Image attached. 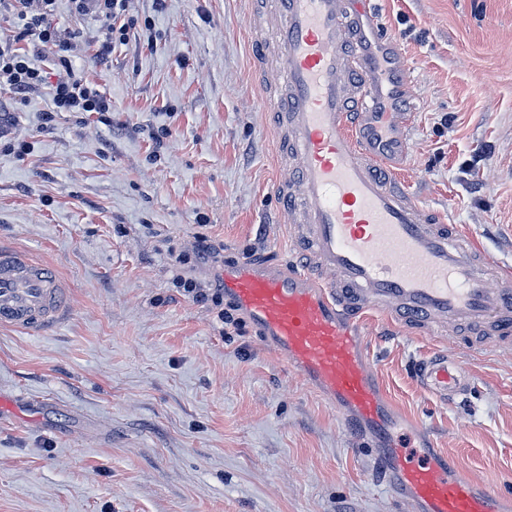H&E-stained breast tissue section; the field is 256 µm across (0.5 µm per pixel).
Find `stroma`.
Listing matches in <instances>:
<instances>
[{"label": "stroma", "instance_id": "1", "mask_svg": "<svg viewBox=\"0 0 512 512\" xmlns=\"http://www.w3.org/2000/svg\"><path fill=\"white\" fill-rule=\"evenodd\" d=\"M258 0H129L127 40L72 66L105 118L46 92L0 93V241L55 267L71 314L55 332L0 327V512H410L374 451L250 322L173 284L243 261L287 266L275 144L253 44ZM414 80L400 179L424 205L512 257V0H372ZM199 235L223 245L195 264ZM398 432L426 431L478 483L512 493V346L475 352L365 317ZM445 348L470 378L439 401L416 365Z\"/></svg>", "mask_w": 512, "mask_h": 512}]
</instances>
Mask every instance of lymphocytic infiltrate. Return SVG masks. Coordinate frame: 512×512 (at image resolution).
Masks as SVG:
<instances>
[{
    "label": "lymphocytic infiltrate",
    "mask_w": 512,
    "mask_h": 512,
    "mask_svg": "<svg viewBox=\"0 0 512 512\" xmlns=\"http://www.w3.org/2000/svg\"><path fill=\"white\" fill-rule=\"evenodd\" d=\"M57 0H0V23L9 36H0V88L12 93L47 91L53 110L99 114L111 111L109 99L96 85L77 75L71 65L74 36L53 20ZM76 12L95 14L99 24L94 44L107 54L124 44L127 28L116 20L125 16L129 0H71Z\"/></svg>",
    "instance_id": "lymphocytic-infiltrate-1"
}]
</instances>
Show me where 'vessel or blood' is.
I'll return each mask as SVG.
<instances>
[{"label": "vessel or blood", "mask_w": 512, "mask_h": 512, "mask_svg": "<svg viewBox=\"0 0 512 512\" xmlns=\"http://www.w3.org/2000/svg\"><path fill=\"white\" fill-rule=\"evenodd\" d=\"M254 40L272 133L276 194L296 258L287 267L225 269L231 295L290 369L336 407L347 429L381 445L380 476L413 512H500V495L448 454L409 462L395 408L357 333L368 314L421 336L454 334L486 349L512 343V262L446 223L395 181L406 153L409 70L399 43L370 24L371 0H266ZM67 285L49 266L0 244V326L42 334L69 317ZM440 400L468 379L447 354L422 360Z\"/></svg>", "instance_id": "1"}]
</instances>
